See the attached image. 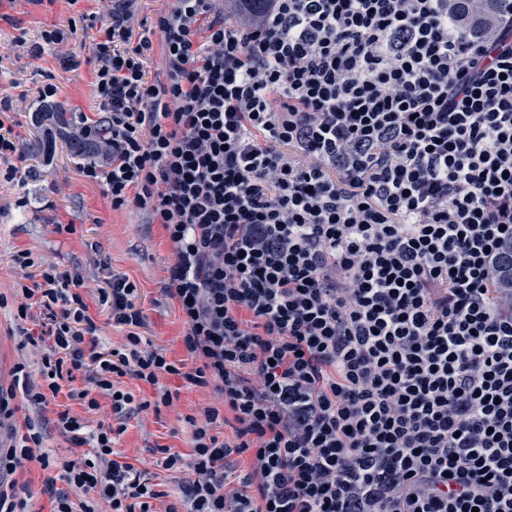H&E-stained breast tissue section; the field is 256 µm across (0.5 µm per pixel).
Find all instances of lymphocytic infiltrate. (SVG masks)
Returning a JSON list of instances; mask_svg holds the SVG:
<instances>
[{
    "mask_svg": "<svg viewBox=\"0 0 512 512\" xmlns=\"http://www.w3.org/2000/svg\"><path fill=\"white\" fill-rule=\"evenodd\" d=\"M169 2L149 23L107 0L108 134H77L113 209L164 229L192 364L143 342L126 276L98 291L125 330L108 346L80 269L17 253L18 316L45 318L28 402L105 397L113 422L59 412L53 457L0 387V512H25L18 470L54 460L85 498L46 485L50 512H512V0ZM167 376L211 391L190 453L154 448L173 493L116 446L172 406Z\"/></svg>",
    "mask_w": 512,
    "mask_h": 512,
    "instance_id": "lymphocytic-infiltrate-1",
    "label": "lymphocytic infiltrate"
}]
</instances>
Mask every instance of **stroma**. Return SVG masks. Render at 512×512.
I'll return each instance as SVG.
<instances>
[{"label": "stroma", "instance_id": "obj_1", "mask_svg": "<svg viewBox=\"0 0 512 512\" xmlns=\"http://www.w3.org/2000/svg\"><path fill=\"white\" fill-rule=\"evenodd\" d=\"M100 11L99 0H78L74 5L68 0H48L44 5L33 0H0V98L25 99L24 109L14 118L20 123L18 131L27 154L21 182L0 179V295L11 296L17 285L12 263L17 252L28 250L37 258L79 266L92 287L84 299L98 336L118 342L124 331L113 324L94 290L105 286L112 275L126 276L137 287L136 307L146 315L141 330L144 339L163 350L168 359L183 360L187 352L178 308L163 291L171 250L161 225L148 223L146 215L133 209L114 210L104 185L83 177L84 161L71 154L67 141L48 137L44 128L35 124L42 108L38 91L48 83L57 86L56 109L69 124H78L81 114L97 111L93 44L100 35L98 28L79 21L69 43L45 47L36 58L15 45L20 38L37 42L44 28L67 23L78 13L96 16ZM54 222L75 225L76 231L71 235L51 233ZM17 323L14 305L0 307V386L5 388L14 382L15 365L28 357L19 348V337L10 333ZM170 385L179 391L174 405L158 414L148 411L129 419L118 442L119 447L136 449L138 469L169 492L176 490L180 475L156 467L153 449L165 445L189 453L191 434L184 417L209 400L207 390L187 382L174 379ZM67 408L85 416L93 426L112 421L109 405L88 413L62 396L50 399L42 409L26 407L22 414L37 423L48 421L44 445L57 448L65 440L51 422Z\"/></svg>", "mask_w": 512, "mask_h": 512}]
</instances>
